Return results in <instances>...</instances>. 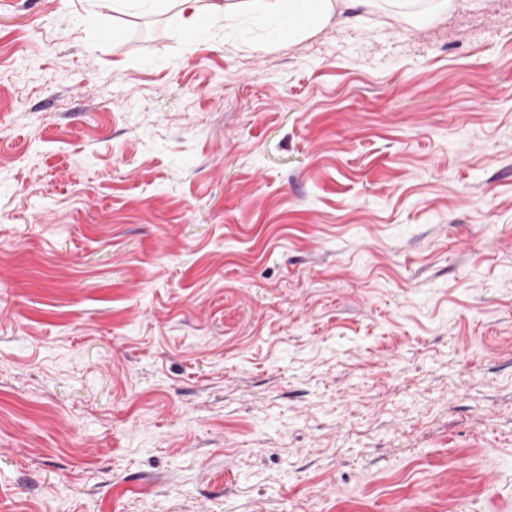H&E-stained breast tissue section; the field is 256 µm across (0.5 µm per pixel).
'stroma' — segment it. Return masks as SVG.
Here are the masks:
<instances>
[{
    "label": "stroma",
    "instance_id": "1",
    "mask_svg": "<svg viewBox=\"0 0 512 512\" xmlns=\"http://www.w3.org/2000/svg\"><path fill=\"white\" fill-rule=\"evenodd\" d=\"M454 3L0 0V512H512V0ZM370 5L376 0H238L224 6L213 3L209 17L224 11V21L238 13H248L263 18L279 28L302 36L315 25L328 23L334 12L341 8ZM393 2L394 7L407 10H421L416 14L426 21L436 19L441 14L448 12L452 6V0H386Z\"/></svg>",
    "mask_w": 512,
    "mask_h": 512
}]
</instances>
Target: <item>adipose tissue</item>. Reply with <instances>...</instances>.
Returning a JSON list of instances; mask_svg holds the SVG:
<instances>
[{
	"label": "adipose tissue",
	"mask_w": 512,
	"mask_h": 512,
	"mask_svg": "<svg viewBox=\"0 0 512 512\" xmlns=\"http://www.w3.org/2000/svg\"><path fill=\"white\" fill-rule=\"evenodd\" d=\"M373 0H227L213 4L212 15L232 17L248 13L263 18L296 35L306 34L312 27L328 23L343 5L353 7L372 4Z\"/></svg>",
	"instance_id": "ef3b65f1"
}]
</instances>
